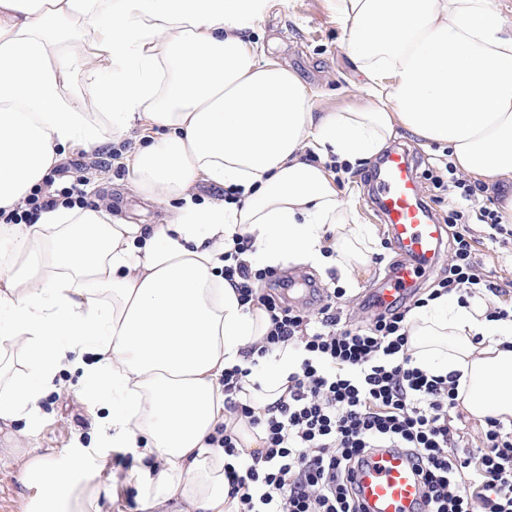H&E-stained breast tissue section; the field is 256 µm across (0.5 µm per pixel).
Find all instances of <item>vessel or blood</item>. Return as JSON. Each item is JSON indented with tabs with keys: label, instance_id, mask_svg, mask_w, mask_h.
Here are the masks:
<instances>
[{
	"label": "vessel or blood",
	"instance_id": "obj_1",
	"mask_svg": "<svg viewBox=\"0 0 512 512\" xmlns=\"http://www.w3.org/2000/svg\"><path fill=\"white\" fill-rule=\"evenodd\" d=\"M379 215L399 258L370 289L375 310L405 301L423 273L441 255L442 229L423 202L422 189L407 154L392 152L379 162L374 176ZM359 494L368 512H422L417 465L405 452L386 448L356 473Z\"/></svg>",
	"mask_w": 512,
	"mask_h": 512
}]
</instances>
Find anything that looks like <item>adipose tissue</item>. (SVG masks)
<instances>
[{"label":"adipose tissue","instance_id":"adipose-tissue-1","mask_svg":"<svg viewBox=\"0 0 512 512\" xmlns=\"http://www.w3.org/2000/svg\"><path fill=\"white\" fill-rule=\"evenodd\" d=\"M272 0H0V212L37 190L65 150L98 129L62 94L75 70L113 132L140 115L162 137L132 165L163 224L58 207L0 225V422L32 433L42 397L81 370L111 400L103 427L148 463L150 512H239L212 436L226 420L225 371L251 368L257 416L288 395L293 347L249 352L269 327L224 279L235 235L252 269L336 267L355 283L373 235L325 165L372 159L404 128L448 146L469 178L512 182V16L500 0H333L364 106L320 112L315 93L248 37ZM102 68L88 67V59ZM238 191L195 201L199 176ZM409 346L436 374L461 372L474 416L512 421V319L442 294L409 319ZM26 512H99L106 487L71 452L30 457Z\"/></svg>","mask_w":512,"mask_h":512}]
</instances>
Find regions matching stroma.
I'll use <instances>...</instances> for the list:
<instances>
[{"label":"stroma","instance_id":"stroma-1","mask_svg":"<svg viewBox=\"0 0 512 512\" xmlns=\"http://www.w3.org/2000/svg\"><path fill=\"white\" fill-rule=\"evenodd\" d=\"M255 33L268 41V50L273 56L314 90L318 111H339L357 105L354 87L362 76L348 58L332 0H276ZM63 93L74 110L85 113L87 120L99 129L100 142L94 150L66 151L50 173L55 189L70 187L73 176L78 175L89 189L84 197L86 205L94 206L103 199H111L113 221L162 223L169 212L168 206L145 205L130 171L133 154L150 126L149 120L137 119L128 132L113 133L108 119L87 107L84 77L79 71L64 86ZM392 144L406 147L413 153L426 200L439 222L445 224L446 236H453V228L447 225L451 213L448 194L435 189L429 179L430 169L447 159V147L419 145L417 137L402 128L398 129ZM115 148L120 151L116 157L111 154ZM350 169L339 188L350 194L362 221L374 230L375 261L369 262L366 274L358 276L350 289L345 288L336 268L303 265L296 269L297 274L316 279L325 287L344 288L341 304L342 319L346 322L360 316L361 304L370 286L398 258L390 245L387 229L377 215L369 186L360 175V164H351ZM489 232L488 225H473L476 258L486 270L492 271L504 291L512 292V235H500L492 242L488 239ZM81 386L80 373L63 374L56 388L42 400L38 427L33 435L0 432V512H25L31 495L22 482L25 460L49 451L59 455L74 448L79 449L87 461L97 464V483L112 491L111 497L101 502L102 512H148L134 480L140 460L129 449L113 447L100 424L101 401L86 398Z\"/></svg>","mask_w":512,"mask_h":512}]
</instances>
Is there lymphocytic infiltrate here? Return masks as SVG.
<instances>
[{"mask_svg":"<svg viewBox=\"0 0 512 512\" xmlns=\"http://www.w3.org/2000/svg\"><path fill=\"white\" fill-rule=\"evenodd\" d=\"M445 170L435 183L454 203L456 233L439 286L463 301L499 293L476 260L470 223L502 233V215L472 209L470 182L454 164ZM59 206L70 209L74 203L49 187L16 204L6 221L29 224L39 212ZM275 275L242 262L224 268L241 300L261 306L269 317L258 354L290 345L303 352L288 376L287 397L262 418L237 398L249 370L224 374L225 410L266 435L250 462L227 470L240 512H361L353 473L383 448L406 451L421 463L428 512H512V428L488 417L472 439L455 426L460 375H436L413 361L406 310L373 312L363 324L349 325L336 304L341 289L327 292L314 309L256 292L255 282Z\"/></svg>","mask_w":512,"mask_h":512,"instance_id":"f902f5d3","label":"lymphocytic infiltrate"}]
</instances>
